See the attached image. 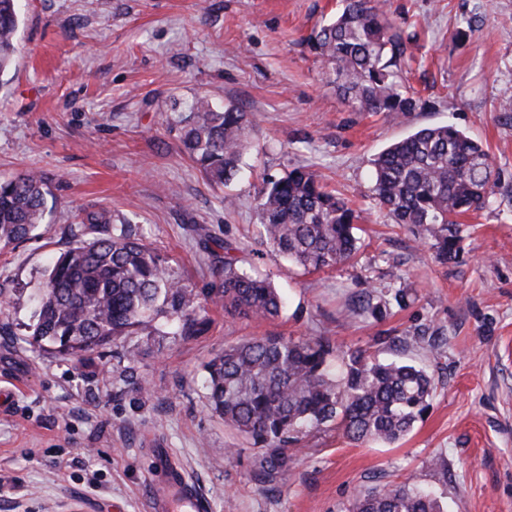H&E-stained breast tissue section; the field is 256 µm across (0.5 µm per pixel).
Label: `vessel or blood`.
I'll use <instances>...</instances> for the list:
<instances>
[{"instance_id": "vessel-or-blood-1", "label": "vessel or blood", "mask_w": 512, "mask_h": 512, "mask_svg": "<svg viewBox=\"0 0 512 512\" xmlns=\"http://www.w3.org/2000/svg\"><path fill=\"white\" fill-rule=\"evenodd\" d=\"M155 461L160 478L153 486L154 512H206L208 505L188 484L182 470L166 455L156 449Z\"/></svg>"}]
</instances>
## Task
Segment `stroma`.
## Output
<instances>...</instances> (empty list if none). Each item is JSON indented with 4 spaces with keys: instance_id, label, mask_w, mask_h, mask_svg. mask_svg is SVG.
Listing matches in <instances>:
<instances>
[{
    "instance_id": "stroma-1",
    "label": "stroma",
    "mask_w": 512,
    "mask_h": 512,
    "mask_svg": "<svg viewBox=\"0 0 512 512\" xmlns=\"http://www.w3.org/2000/svg\"><path fill=\"white\" fill-rule=\"evenodd\" d=\"M340 0H19L18 52L0 75V180L34 171L49 211L31 239L0 246L11 335L0 336V512H150L162 442L209 512H347L362 488L415 477L447 512H512V0H385L408 39L406 118L356 112L305 39ZM474 32L455 42L460 17ZM251 124L239 176L213 187L183 153L179 122L198 97ZM453 124L488 146L500 183L464 219L463 252L439 263L372 193L371 161L413 130ZM314 170L362 219L345 265L305 272L257 234L265 179ZM125 219L192 288L215 287L209 252L232 243L271 278L280 315L250 323L211 309L192 340L130 337L83 364L29 345L51 259L91 238L85 211ZM370 309H360V301ZM323 337L423 366L436 390L392 445L329 429L305 437L273 490L208 404L206 363L262 336ZM437 456L446 476L425 469Z\"/></svg>"
}]
</instances>
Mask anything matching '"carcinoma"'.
I'll return each mask as SVG.
<instances>
[{"label": "carcinoma", "instance_id": "1", "mask_svg": "<svg viewBox=\"0 0 512 512\" xmlns=\"http://www.w3.org/2000/svg\"><path fill=\"white\" fill-rule=\"evenodd\" d=\"M336 15L315 26L307 43L336 75L356 112L405 117L417 99L404 85L406 41L371 0H341ZM18 0H0V73L18 50ZM180 141L209 183L223 187L240 172L248 147L247 114L201 97L189 107ZM373 191L394 223L430 244L446 263L460 251L459 219L489 203L500 174L484 145L452 125L423 127L372 160ZM43 179L25 173L0 181V245L23 241L42 224ZM259 233L277 255L304 270L347 263L358 252L360 215L304 167L269 179L258 195ZM84 223L97 237L60 253L36 295L31 344H49L81 363L96 348L170 325L190 339L209 324L207 305L250 322L277 317L283 300L267 277L238 266L230 244L216 269V288L197 291L174 275L151 245L106 211ZM207 395L224 427L267 451L257 483L288 471V452L309 433L334 427L349 440L390 445L430 408L435 386L423 369L383 361L367 349L336 354L325 338L265 336L224 349L206 366ZM349 512H444L430 490L409 482L362 489Z\"/></svg>", "mask_w": 512, "mask_h": 512}]
</instances>
